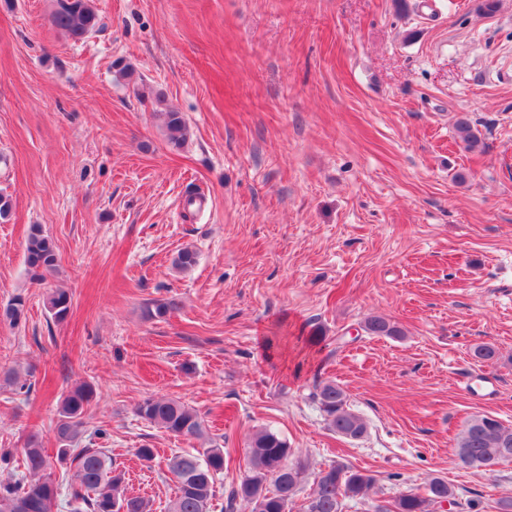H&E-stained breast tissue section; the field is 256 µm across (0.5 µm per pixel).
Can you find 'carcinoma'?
<instances>
[{
  "label": "carcinoma",
  "instance_id": "cac0c4a2",
  "mask_svg": "<svg viewBox=\"0 0 512 512\" xmlns=\"http://www.w3.org/2000/svg\"><path fill=\"white\" fill-rule=\"evenodd\" d=\"M52 25L74 41H81L99 26L100 16L94 0H57L51 16ZM175 146L187 138L186 122L177 109L167 107L159 113ZM456 134L467 150L479 145L470 118L461 115L456 121ZM26 265L36 281L55 268V244L41 225L31 227L25 255ZM197 263L195 251H178L174 266L188 271ZM71 297L56 289L45 297V307L52 318L61 322L69 314ZM178 309V302L169 298L148 309L151 318H163ZM24 317V303L16 298L0 308V319L17 326ZM361 329L371 336L396 337L400 328L381 315L366 317ZM94 398L87 383L74 386L62 396L57 408L54 427L56 460L76 469L77 484L71 487L66 505L70 512H151L149 501L129 496L123 488V474L112 466V458L102 448H79L77 444L86 432L85 416ZM310 398L317 403L328 428L348 437L363 438L366 424L362 416L347 404L345 390L333 380L314 382ZM135 413L175 438L200 439L206 433L205 420L198 410L177 400L149 396L139 402ZM24 471L20 477L0 481V512H53L61 495L60 485L44 475L50 467L40 431H30L23 443ZM292 449L286 439L267 428L254 432L247 453L248 470L228 497V507L240 501L250 512H290L302 489L306 466L298 461L288 463ZM458 464L467 469L492 471L499 464L512 461V428L490 415H476L466 422L457 442ZM167 467L176 483V492L168 512H214L215 484L224 475V445L213 443L194 453H176ZM455 498V489L441 477L432 478L424 488L379 498L377 478L345 464H330L320 470L312 492L301 504V512H343L345 501L357 499L370 503L372 512H433L435 505Z\"/></svg>",
  "mask_w": 512,
  "mask_h": 512
}]
</instances>
